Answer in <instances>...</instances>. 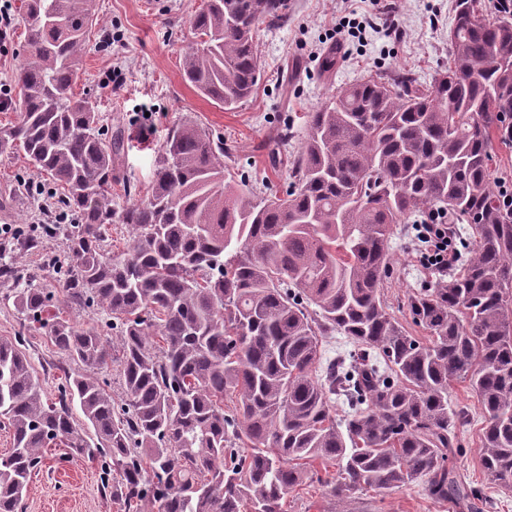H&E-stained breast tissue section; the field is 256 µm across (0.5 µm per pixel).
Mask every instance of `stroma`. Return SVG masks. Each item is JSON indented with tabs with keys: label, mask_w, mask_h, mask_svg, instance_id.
I'll use <instances>...</instances> for the list:
<instances>
[{
	"label": "stroma",
	"mask_w": 512,
	"mask_h": 512,
	"mask_svg": "<svg viewBox=\"0 0 512 512\" xmlns=\"http://www.w3.org/2000/svg\"><path fill=\"white\" fill-rule=\"evenodd\" d=\"M287 22L260 25L256 44L261 72L254 93L238 108L224 109L198 94L182 75V57L193 40L189 22L204 0H96L98 22L90 35L74 86L75 94L91 95L103 124L119 132L124 154L112 179V202L125 207L143 201L149 190L157 150L169 128L192 119L224 141V163L249 181L282 194L288 169L272 154L278 119L295 118L288 142L296 150L306 135L305 114L321 108L334 89L378 71H406L422 81L448 66V30L456 0H289ZM15 26L0 40V86L15 90L16 74L26 59L22 36V0H10ZM358 12L369 23L393 20L399 39L367 31L365 46L345 41L336 30L340 17ZM337 49L336 69L319 74L325 53ZM27 194H19L17 182ZM53 186L23 154L0 156V225L17 224L26 234L48 222ZM391 242L390 270L384 293L395 306L405 305L420 288L434 283L438 272L417 261V244L410 225L398 224ZM66 255L61 240L43 249L14 248L10 260L22 275L47 288L56 285V262ZM19 283L0 278V337L24 334V349L49 398H56L65 371L75 365L59 353L44 331H24V318L13 306ZM448 398L465 408L467 424L459 437L465 450L455 466L489 502L488 512H512V491L487 483L479 464L478 432L482 416L476 398L464 384L453 385ZM33 474L19 512H119L105 495L94 460H71L63 449L47 448ZM287 512H456L452 504L431 499L422 485L387 494H354L333 498L327 487L307 484L292 493Z\"/></svg>",
	"instance_id": "1"
}]
</instances>
